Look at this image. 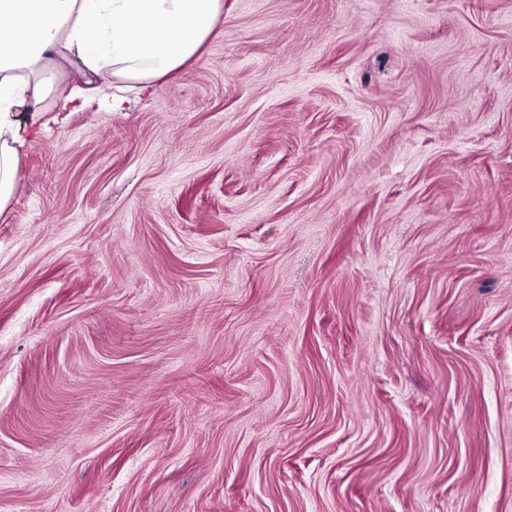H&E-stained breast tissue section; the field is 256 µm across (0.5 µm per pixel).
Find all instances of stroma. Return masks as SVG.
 <instances>
[{
  "label": "stroma",
  "mask_w": 512,
  "mask_h": 512,
  "mask_svg": "<svg viewBox=\"0 0 512 512\" xmlns=\"http://www.w3.org/2000/svg\"><path fill=\"white\" fill-rule=\"evenodd\" d=\"M0 512H512V0H224L32 128Z\"/></svg>",
  "instance_id": "obj_1"
}]
</instances>
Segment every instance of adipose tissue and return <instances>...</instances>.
<instances>
[{"instance_id": "adipose-tissue-1", "label": "adipose tissue", "mask_w": 512, "mask_h": 512, "mask_svg": "<svg viewBox=\"0 0 512 512\" xmlns=\"http://www.w3.org/2000/svg\"><path fill=\"white\" fill-rule=\"evenodd\" d=\"M0 214L22 179L26 114L77 110L111 87L113 111L126 93L194 61L219 32L224 0H0ZM98 31L89 41V31ZM73 75L49 80L57 64Z\"/></svg>"}]
</instances>
